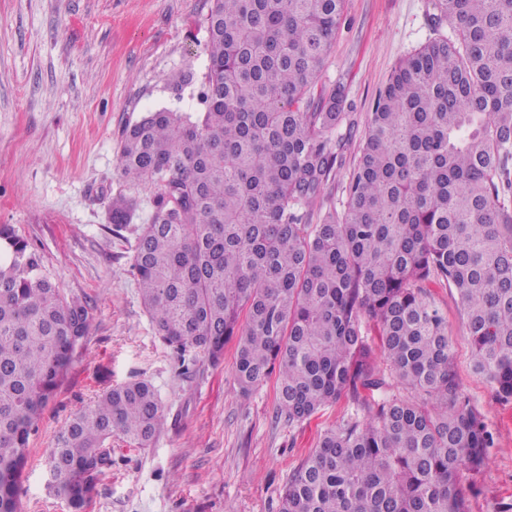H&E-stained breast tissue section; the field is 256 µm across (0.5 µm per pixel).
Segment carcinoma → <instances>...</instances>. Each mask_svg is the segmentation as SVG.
Listing matches in <instances>:
<instances>
[{"label": "carcinoma", "instance_id": "cac0c4a2", "mask_svg": "<svg viewBox=\"0 0 512 512\" xmlns=\"http://www.w3.org/2000/svg\"><path fill=\"white\" fill-rule=\"evenodd\" d=\"M431 5L455 38L393 67L340 211L325 189L343 98L314 90L342 0H211L201 112L159 109L122 131L121 176L156 190L132 258L155 332L214 363L236 340L240 389L277 374L290 423L344 398L366 411L321 434L279 512H469L459 477L485 466L493 434L457 378L432 284L455 291L475 373L512 401V0ZM136 208L117 197L112 224ZM90 326L1 224L0 512H20L31 432ZM164 423L150 383L104 390L56 438L55 494L82 512L112 436L146 448Z\"/></svg>", "mask_w": 512, "mask_h": 512}]
</instances>
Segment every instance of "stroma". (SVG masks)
<instances>
[{
  "label": "stroma",
  "instance_id": "obj_1",
  "mask_svg": "<svg viewBox=\"0 0 512 512\" xmlns=\"http://www.w3.org/2000/svg\"><path fill=\"white\" fill-rule=\"evenodd\" d=\"M206 0H0V225L37 250L66 297L85 301L90 333L40 415L27 449L21 512H72L50 488L48 456L78 409L106 388L151 383L166 417L146 448L112 439L84 512H278L289 476L321 433L355 406L341 400L304 423L277 413V380L250 394L237 383L236 347L212 363L179 353L153 330L132 270L139 225L154 190L123 180V128L161 108L199 111L208 70ZM430 0H343L341 27L317 85L341 89L356 135L333 183L343 187L363 144L366 118L400 58L438 36ZM191 84L175 91L184 71ZM135 199L133 223L115 230L112 201ZM448 319L457 377L494 434L489 465L462 474L470 512L512 506V401L496 400L473 371L457 297L433 286Z\"/></svg>",
  "mask_w": 512,
  "mask_h": 512
}]
</instances>
